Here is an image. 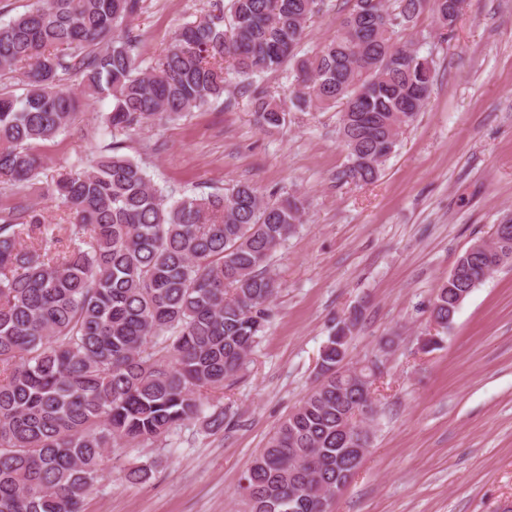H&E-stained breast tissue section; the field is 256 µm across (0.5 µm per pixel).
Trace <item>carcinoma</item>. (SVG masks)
Here are the masks:
<instances>
[{
    "label": "carcinoma",
    "mask_w": 512,
    "mask_h": 512,
    "mask_svg": "<svg viewBox=\"0 0 512 512\" xmlns=\"http://www.w3.org/2000/svg\"><path fill=\"white\" fill-rule=\"evenodd\" d=\"M336 36L301 53L323 0H214L144 68L133 22L144 0H35L0 23V78L24 71L23 92L0 87V179L22 189L64 133L81 79L108 99L109 138L87 165L47 183L74 223L55 232L38 208L0 216V512H82L112 452L153 445L192 421L224 429V388L262 338L277 294L272 256L304 223L300 194L265 197L249 184L187 194L163 189L121 153L137 131L178 119L234 90L267 129L289 112L337 109L347 162L339 179L372 183L404 126L428 98L434 59L404 40L431 8L436 37L460 16L456 0H351ZM291 65L289 104L253 88ZM239 83L232 85L226 74ZM502 234L460 253L430 302L445 332L469 297L512 253ZM360 313L336 323L316 385L281 421L243 474L244 512H328L329 493L357 473L346 437L379 365L344 364Z\"/></svg>",
    "instance_id": "1"
}]
</instances>
